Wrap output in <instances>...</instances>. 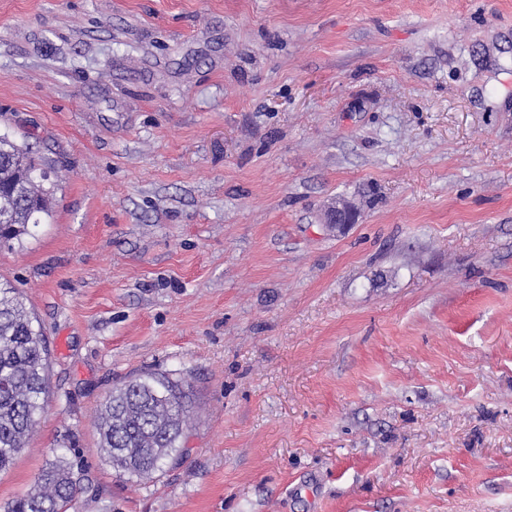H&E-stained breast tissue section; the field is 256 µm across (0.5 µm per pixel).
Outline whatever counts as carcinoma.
Returning a JSON list of instances; mask_svg holds the SVG:
<instances>
[{
	"label": "carcinoma",
	"instance_id": "cac0c4a2",
	"mask_svg": "<svg viewBox=\"0 0 512 512\" xmlns=\"http://www.w3.org/2000/svg\"><path fill=\"white\" fill-rule=\"evenodd\" d=\"M45 172L27 146L0 136V238L28 234L49 215ZM48 338L23 296L0 282V471L10 466L45 410ZM195 413L193 391L165 372H144L104 398L97 417L99 448L130 478L150 477L177 464ZM82 471L58 458L13 500L7 512H68Z\"/></svg>",
	"mask_w": 512,
	"mask_h": 512
}]
</instances>
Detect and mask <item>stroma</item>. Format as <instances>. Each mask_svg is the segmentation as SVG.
<instances>
[{
	"label": "stroma",
	"mask_w": 512,
	"mask_h": 512,
	"mask_svg": "<svg viewBox=\"0 0 512 512\" xmlns=\"http://www.w3.org/2000/svg\"><path fill=\"white\" fill-rule=\"evenodd\" d=\"M0 133L53 188L0 506L61 456L73 512H512V0H0ZM148 369L196 419L131 479L96 419Z\"/></svg>",
	"instance_id": "obj_1"
}]
</instances>
